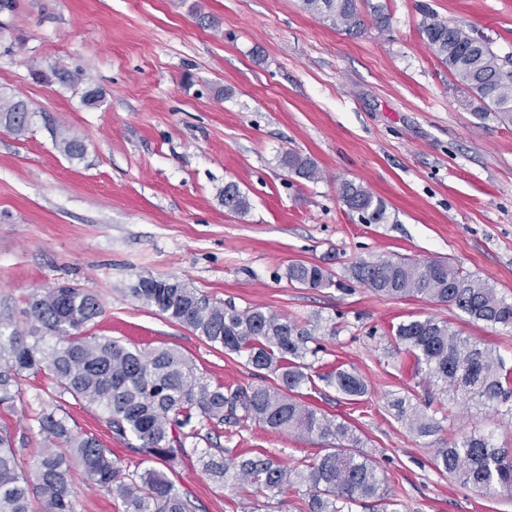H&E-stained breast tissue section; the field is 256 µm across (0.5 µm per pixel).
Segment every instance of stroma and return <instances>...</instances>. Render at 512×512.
Here are the masks:
<instances>
[{"mask_svg":"<svg viewBox=\"0 0 512 512\" xmlns=\"http://www.w3.org/2000/svg\"><path fill=\"white\" fill-rule=\"evenodd\" d=\"M377 5L389 17L383 29ZM424 5L512 57V0H358L355 35L302 0H12L0 9V92L24 99L31 119L20 137L0 126V312L19 315L34 290L77 285L103 305L88 335L175 349L211 384L242 387L270 377L134 299L138 276L175 277L215 300L317 326L320 379L307 401L354 427L397 512H512L511 495L433 465L440 441L463 433L511 451L512 423L436 400L428 413L441 429L419 437L391 407L430 394L395 352L393 326L447 320L510 367L512 329L423 297L381 296L350 275L363 259L448 260L512 298V123L475 116L421 37ZM203 14L218 27L201 25ZM93 89L101 99L90 104ZM59 130L81 137L82 158L59 152ZM288 150L314 159L322 179L287 173ZM344 181L382 198L387 222L349 211ZM229 182L248 199L246 215L225 209ZM295 262L322 266L333 286L289 281ZM340 365L365 379L364 397L322 381ZM54 391L32 375L0 404V432H10L22 471L45 449L32 415ZM66 408L73 432L96 437L126 470L140 467L94 409ZM219 442L227 454L262 452L291 467L327 448L250 421L225 426ZM170 476L195 512H306L309 500L220 485L193 461L175 462Z\"/></svg>","mask_w":512,"mask_h":512,"instance_id":"1","label":"stroma"}]
</instances>
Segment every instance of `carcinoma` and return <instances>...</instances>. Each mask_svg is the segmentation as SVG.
I'll return each instance as SVG.
<instances>
[{
    "instance_id": "carcinoma-1",
    "label": "carcinoma",
    "mask_w": 512,
    "mask_h": 512,
    "mask_svg": "<svg viewBox=\"0 0 512 512\" xmlns=\"http://www.w3.org/2000/svg\"><path fill=\"white\" fill-rule=\"evenodd\" d=\"M303 8L349 34L361 28L356 0H303ZM420 33L480 111L512 122V72L505 70L491 41L479 42L462 26L431 11L423 12ZM0 124L24 134L29 125L27 103L0 94ZM57 146L70 159H79L84 152L82 139L68 131L60 133ZM281 164L306 181L322 178L316 162L297 153H284ZM339 195L344 206L367 223L387 221L383 202L363 185L345 181ZM224 208L241 215L248 212L246 197L233 182L224 185ZM351 275L382 296H423L451 305L475 321L512 328V300L445 261L361 260ZM288 279L311 289L333 285L331 274L322 267L302 262L288 266ZM130 292L211 346L244 355L247 364L267 371L273 382L245 388L213 385L172 349L146 352L87 335L83 328L100 316L102 305L86 289L74 285L36 290L27 299L22 319L0 317V403L15 399L19 381L27 374L49 376L58 394L34 413L33 421L49 449L31 472L19 470L11 436L0 434V512H76L75 467L87 485L116 493L122 512H193L191 500L164 471L149 467L127 473L97 438L73 433L67 421L68 397L97 410L128 451L165 465L196 454L204 471L220 484L249 483L273 496L304 487L310 492L308 512H354L367 500L376 503L379 512L387 510L385 479L359 451L360 438L351 426L302 400V387L312 382L304 360L317 354V348L309 346L316 328L286 315L213 301L177 278L140 276ZM392 338L395 350L413 360L415 373L425 374L440 393L482 407L512 400V369L450 323L436 317L403 321L392 329ZM323 380L348 397L367 393L365 380L354 370L339 367ZM393 407L419 437L440 430L439 422L408 396L397 399ZM248 420L339 444L304 462L301 469H290L263 453L226 457L220 447L201 452L185 447L187 439L204 430L215 433L226 424ZM434 464L464 484L512 493V455L484 435L454 439L437 449Z\"/></svg>"
}]
</instances>
